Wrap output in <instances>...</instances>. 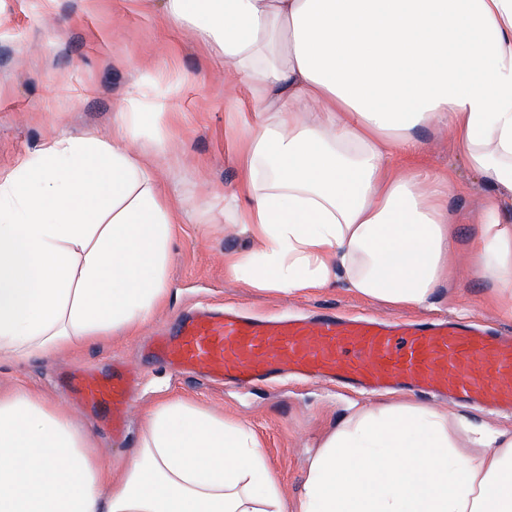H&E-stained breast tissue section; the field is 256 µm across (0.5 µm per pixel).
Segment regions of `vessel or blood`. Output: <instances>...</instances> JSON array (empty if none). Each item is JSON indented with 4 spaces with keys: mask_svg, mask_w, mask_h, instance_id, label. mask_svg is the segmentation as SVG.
Returning <instances> with one entry per match:
<instances>
[{
    "mask_svg": "<svg viewBox=\"0 0 512 512\" xmlns=\"http://www.w3.org/2000/svg\"><path fill=\"white\" fill-rule=\"evenodd\" d=\"M151 344L173 369L238 386L296 374L512 407V336L445 319L386 323L333 312L262 319L224 309L181 317ZM134 382L117 369L108 378L73 375L70 386L80 405L122 416Z\"/></svg>",
    "mask_w": 512,
    "mask_h": 512,
    "instance_id": "1",
    "label": "vessel or blood"
}]
</instances>
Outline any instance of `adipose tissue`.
I'll use <instances>...</instances> for the list:
<instances>
[{
    "instance_id": "ef3b65f1",
    "label": "adipose tissue",
    "mask_w": 512,
    "mask_h": 512,
    "mask_svg": "<svg viewBox=\"0 0 512 512\" xmlns=\"http://www.w3.org/2000/svg\"><path fill=\"white\" fill-rule=\"evenodd\" d=\"M247 80L231 113L238 178L224 200L255 244L225 256L249 287L342 282L432 306L457 259L443 194L407 174L439 125L495 191L470 260L512 288V0H167ZM65 132L0 175V358L74 351L135 331L169 294L185 214L139 145ZM0 512H512V433L389 406L325 435L288 503L247 426L181 399L144 416L121 473L38 393L0 391Z\"/></svg>"
}]
</instances>
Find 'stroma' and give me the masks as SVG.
<instances>
[{
    "instance_id": "obj_1",
    "label": "stroma",
    "mask_w": 512,
    "mask_h": 512,
    "mask_svg": "<svg viewBox=\"0 0 512 512\" xmlns=\"http://www.w3.org/2000/svg\"><path fill=\"white\" fill-rule=\"evenodd\" d=\"M164 0H0V173L11 170L60 132L107 136L117 112L144 113L141 141L167 173L175 197L190 215L179 225L167 268L170 304L152 313L131 336L91 344L43 361H0V389L27 386L46 396L94 444L108 469L125 466L140 441L143 414L162 399H188L215 415L241 422L258 436L283 494L296 499L309 460L325 431L350 408L381 402L421 404L403 392H360L307 380H280L251 388L227 387L199 373H178L143 346L191 310L233 304L253 315H342L383 318L452 317L512 335V312L502 309L489 278L468 256L494 191L469 167L447 131L418 132L421 170L448 176V208L461 260L434 306L401 307L366 300L334 285L302 294L258 291L228 271L224 255L252 243L224 221L217 195L237 182V134L229 123L247 83L223 57L188 29L165 21ZM154 112L173 121L152 122ZM123 364L137 374L124 435L112 432L109 413L73 401L68 380L77 371L102 377Z\"/></svg>"
}]
</instances>
